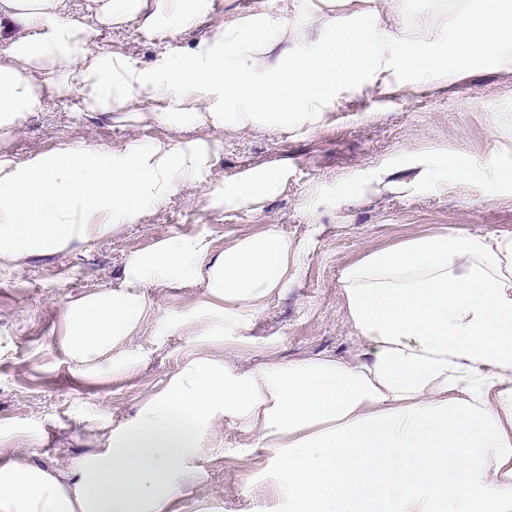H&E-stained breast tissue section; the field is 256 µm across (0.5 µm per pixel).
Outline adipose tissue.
<instances>
[{
  "label": "adipose tissue",
  "instance_id": "1",
  "mask_svg": "<svg viewBox=\"0 0 512 512\" xmlns=\"http://www.w3.org/2000/svg\"><path fill=\"white\" fill-rule=\"evenodd\" d=\"M406 22L402 0H309L298 18L266 9L219 25L195 48L142 66L102 51L97 25L185 34L210 0H0L15 29L0 51V131L44 107L43 87L78 90L90 112L146 108L183 131L311 130L344 95L441 86L493 61L512 70V0H451ZM203 139L107 149L64 146L0 159V266L49 256L140 222L211 163ZM287 166L225 179L208 203L229 211L275 196ZM295 276L287 238L266 230L214 252L200 236L132 256L112 290L65 303L59 346L75 373L119 376L122 348L149 312L139 285L193 283L210 317L260 306ZM348 319L365 345L249 371L193 357L135 417L66 469L0 461V512H178L200 485L218 422L273 452L286 512H512V233L440 232L377 249L341 273Z\"/></svg>",
  "mask_w": 512,
  "mask_h": 512
}]
</instances>
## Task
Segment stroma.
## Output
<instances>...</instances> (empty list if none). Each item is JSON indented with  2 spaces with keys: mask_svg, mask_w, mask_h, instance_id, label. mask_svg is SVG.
<instances>
[{
  "mask_svg": "<svg viewBox=\"0 0 512 512\" xmlns=\"http://www.w3.org/2000/svg\"><path fill=\"white\" fill-rule=\"evenodd\" d=\"M283 0H211V13L185 36L149 33L138 19L100 26L97 46L152 63L167 45L189 47L250 7ZM44 111L19 130L0 132V156L21 161L72 143L97 148L129 139L177 141L157 120L113 122L85 111L77 93L43 91ZM217 153L196 187L179 191L142 222L73 243L46 257L0 267V458L22 452L43 468L97 448L102 429L131 418L141 400L192 355L225 358L247 369L270 361L357 354L360 341L345 313L340 276L366 253L448 231L512 233V178L486 166L497 155L512 169V70L492 62L435 88L353 95L311 131L260 129L216 134ZM287 163L279 193L260 209L224 211L206 198L224 179L257 165ZM467 163L469 176L456 171ZM275 229L296 248V276L239 324L213 329L194 287L143 284L152 305L129 348L139 366L105 381L78 377L57 348L61 307L110 290L128 259L162 239L202 235L213 250ZM220 449L203 460L204 487L187 489L181 512H254L278 503L270 449L240 425L225 424Z\"/></svg>",
  "mask_w": 512,
  "mask_h": 512,
  "instance_id": "obj_1",
  "label": "stroma"
}]
</instances>
